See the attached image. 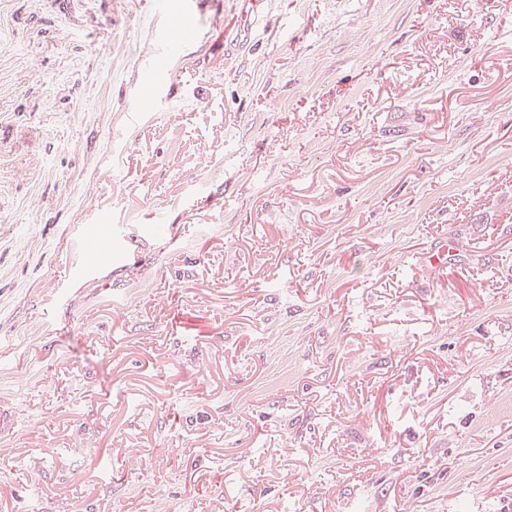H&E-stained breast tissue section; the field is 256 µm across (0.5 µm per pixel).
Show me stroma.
<instances>
[{
  "label": "stroma",
  "mask_w": 512,
  "mask_h": 512,
  "mask_svg": "<svg viewBox=\"0 0 512 512\" xmlns=\"http://www.w3.org/2000/svg\"><path fill=\"white\" fill-rule=\"evenodd\" d=\"M178 4L0 0V512H512V0Z\"/></svg>",
  "instance_id": "stroma-1"
}]
</instances>
